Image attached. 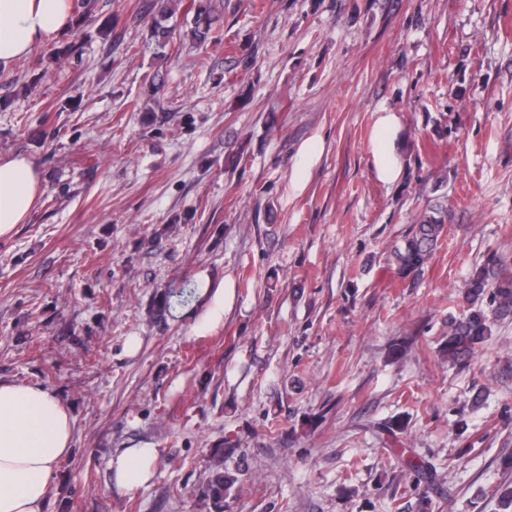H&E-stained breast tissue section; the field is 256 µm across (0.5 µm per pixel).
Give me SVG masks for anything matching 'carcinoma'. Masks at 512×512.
<instances>
[{"label":"carcinoma","mask_w":512,"mask_h":512,"mask_svg":"<svg viewBox=\"0 0 512 512\" xmlns=\"http://www.w3.org/2000/svg\"><path fill=\"white\" fill-rule=\"evenodd\" d=\"M211 31V15L208 5L198 3L191 33L195 39L204 41ZM445 229V217L428 215L423 217L393 252L396 274L402 278L418 276L428 264L432 251ZM497 263H486L466 283L465 302L461 317L448 319V341L444 353L452 361H464L470 353L482 345L489 335L490 327L485 308L492 312L512 310V278H502L496 269ZM195 286L182 283L163 294L157 308L165 314L173 308L187 306L195 299ZM237 481L233 476H217L206 487L207 495L222 499Z\"/></svg>","instance_id":"cac0c4a2"}]
</instances>
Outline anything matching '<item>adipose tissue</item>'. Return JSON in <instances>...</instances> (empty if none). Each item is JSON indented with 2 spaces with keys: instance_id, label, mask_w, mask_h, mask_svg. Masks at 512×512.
I'll list each match as a JSON object with an SVG mask.
<instances>
[{
  "instance_id": "1",
  "label": "adipose tissue",
  "mask_w": 512,
  "mask_h": 512,
  "mask_svg": "<svg viewBox=\"0 0 512 512\" xmlns=\"http://www.w3.org/2000/svg\"><path fill=\"white\" fill-rule=\"evenodd\" d=\"M69 17V0H0V70L58 36ZM41 191L32 159L0 157V238L26 221ZM71 444V418L54 392L0 381V512H45L55 465ZM157 459V449L129 448L110 468L118 486L133 490L150 482Z\"/></svg>"
}]
</instances>
